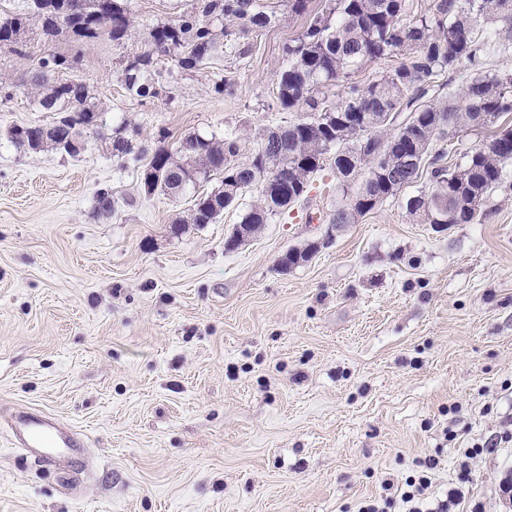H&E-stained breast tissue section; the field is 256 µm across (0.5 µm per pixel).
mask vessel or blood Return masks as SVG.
Wrapping results in <instances>:
<instances>
[{
	"instance_id": "1",
	"label": "vessel or blood",
	"mask_w": 512,
	"mask_h": 512,
	"mask_svg": "<svg viewBox=\"0 0 512 512\" xmlns=\"http://www.w3.org/2000/svg\"><path fill=\"white\" fill-rule=\"evenodd\" d=\"M16 445L37 461L60 459L68 470H75L74 455L81 446L68 426L39 411L17 415L12 423Z\"/></svg>"
}]
</instances>
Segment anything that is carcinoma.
Returning <instances> with one entry per match:
<instances>
[{
	"label": "carcinoma",
	"mask_w": 512,
	"mask_h": 512,
	"mask_svg": "<svg viewBox=\"0 0 512 512\" xmlns=\"http://www.w3.org/2000/svg\"><path fill=\"white\" fill-rule=\"evenodd\" d=\"M12 11L0 8V50L25 54L33 28L51 40L61 34L71 43L107 37L123 45L132 38L130 0H23ZM273 13L258 0H191L190 9L174 21H161L149 31L146 47L124 58L121 86L131 96L157 98L169 85L152 78L161 59L195 73L223 53L224 46L257 29L268 27ZM505 26L488 28L485 21ZM512 48V0H435L433 7L407 18L406 0H328L300 35L283 47L285 65L275 84L273 106L303 110L306 118L260 135L252 163L237 162L239 139L233 133L210 138L189 134L173 149L154 150L138 143V130L127 122L112 128L106 140L123 141L115 153L139 165L145 195L178 196L221 173L216 190L199 195L190 209L189 224H213L224 210L241 205L246 192L258 188V199L246 206L228 248L254 236L275 215L307 193L314 175L331 165L339 188L365 169L368 177L354 204L336 209L331 223L355 224L360 217L413 184L423 165L431 167V190L408 199L412 219L421 224H470L501 185L512 167V126L488 137L448 170V144L464 130L478 131L492 118L512 115V68L482 70L483 61ZM403 56L395 69L360 84L352 71L367 63ZM464 64L474 70L462 96L450 87ZM73 59L50 52L38 60L29 80L0 82V99L24 87L43 111L62 112L55 122L60 139L45 148L65 150L69 138L81 140L99 128L100 105L89 86L59 74ZM341 88L336 101L323 89ZM360 116L353 117L351 113ZM407 112L408 135H382L391 120ZM4 136L20 146L41 136V126L13 125Z\"/></svg>",
	"instance_id": "obj_1"
}]
</instances>
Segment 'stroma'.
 Listing matches in <instances>:
<instances>
[{
	"label": "stroma",
	"mask_w": 512,
	"mask_h": 512,
	"mask_svg": "<svg viewBox=\"0 0 512 512\" xmlns=\"http://www.w3.org/2000/svg\"><path fill=\"white\" fill-rule=\"evenodd\" d=\"M263 2L276 16L244 38L247 54L188 75L162 61L173 97L129 96L116 69L188 0H132L135 39L80 45L71 75L103 124L128 121L143 144L233 132L251 162L263 130L303 117L270 104L306 19ZM70 49L30 34L25 55L0 51V79ZM226 77L234 94H216ZM85 139L75 156L0 140V417L40 410L83 439L68 488L0 426V512H358L429 455L444 496L466 448L512 433V170L473 223L439 228L405 207L426 171L358 223L332 224L367 173L343 193L329 168L228 251L239 208L188 223L196 189L145 196L136 166ZM469 463V499L498 512L512 446Z\"/></svg>",
	"instance_id": "35a3bbf8"
}]
</instances>
